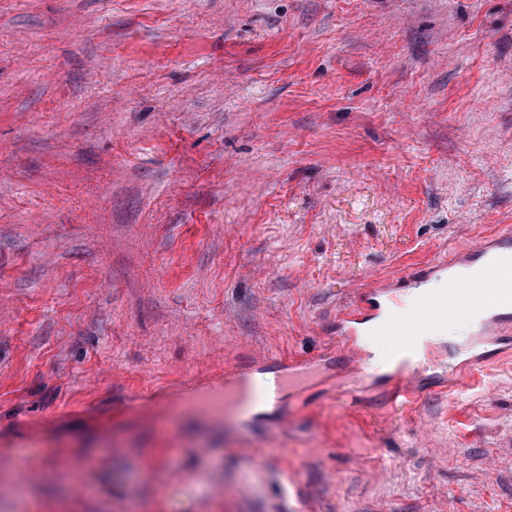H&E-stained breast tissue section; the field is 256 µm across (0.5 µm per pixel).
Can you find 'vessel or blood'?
<instances>
[{"instance_id": "vessel-or-blood-1", "label": "vessel or blood", "mask_w": 512, "mask_h": 512, "mask_svg": "<svg viewBox=\"0 0 512 512\" xmlns=\"http://www.w3.org/2000/svg\"><path fill=\"white\" fill-rule=\"evenodd\" d=\"M416 320L423 336H400L399 321ZM469 326L464 338L467 355L449 364L441 335L451 321ZM391 341L389 356L396 360L387 382L388 402L408 403L426 376L444 382L467 376L486 363L489 345L512 344V235H496L464 245L450 259L413 269L404 277L378 280L363 290L336 316L337 343L313 358L288 359L277 353L235 357L224 371L225 386L238 377L250 378L251 402L277 405L286 388L306 384L314 366H335L337 390L349 402L361 401V388L351 375H368L373 337Z\"/></svg>"}]
</instances>
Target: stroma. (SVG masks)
Masks as SVG:
<instances>
[{
	"label": "stroma",
	"mask_w": 512,
	"mask_h": 512,
	"mask_svg": "<svg viewBox=\"0 0 512 512\" xmlns=\"http://www.w3.org/2000/svg\"><path fill=\"white\" fill-rule=\"evenodd\" d=\"M506 229L512 0H0V512H512V349L205 398Z\"/></svg>",
	"instance_id": "obj_1"
}]
</instances>
